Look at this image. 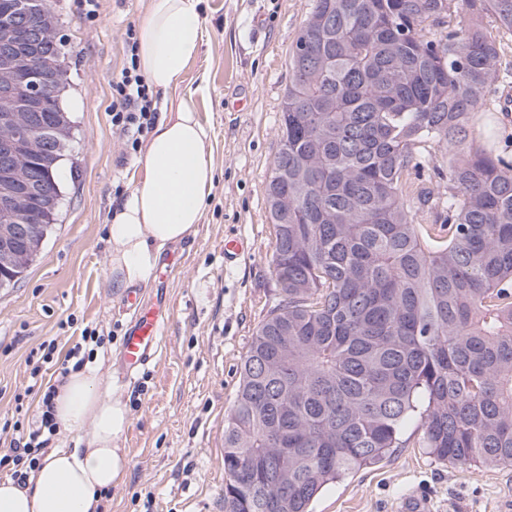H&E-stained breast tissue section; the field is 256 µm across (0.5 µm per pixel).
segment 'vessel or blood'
Wrapping results in <instances>:
<instances>
[{"instance_id":"1","label":"vessel or blood","mask_w":512,"mask_h":512,"mask_svg":"<svg viewBox=\"0 0 512 512\" xmlns=\"http://www.w3.org/2000/svg\"><path fill=\"white\" fill-rule=\"evenodd\" d=\"M124 306L131 321L122 344L121 360L127 370L133 371L155 360L171 319V306L162 287L158 288L155 300L150 304L143 303L138 292H128Z\"/></svg>"}]
</instances>
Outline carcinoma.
Listing matches in <instances>:
<instances>
[{
	"instance_id": "carcinoma-1",
	"label": "carcinoma",
	"mask_w": 512,
	"mask_h": 512,
	"mask_svg": "<svg viewBox=\"0 0 512 512\" xmlns=\"http://www.w3.org/2000/svg\"><path fill=\"white\" fill-rule=\"evenodd\" d=\"M489 21L512 32V0H315L266 187L281 299L224 419V512H311L325 486L405 447L410 421L442 463L512 465V156L495 144ZM2 25L0 225L38 224L66 109L46 105L49 82L7 81L64 53L47 0H0ZM426 171L432 188L415 183ZM28 246L9 237L5 285Z\"/></svg>"
}]
</instances>
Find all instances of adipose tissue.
<instances>
[{"label":"adipose tissue","instance_id":"1","mask_svg":"<svg viewBox=\"0 0 512 512\" xmlns=\"http://www.w3.org/2000/svg\"><path fill=\"white\" fill-rule=\"evenodd\" d=\"M200 0H150L138 33L141 73L177 106L156 121L137 160L138 181L116 206L107 230L112 284L148 282L164 249L195 234L212 191V139L193 94L178 88L205 37ZM58 427L72 448L51 451L26 485L0 483V512H100L102 494L124 484L121 440L129 408L96 372H70L54 398Z\"/></svg>","mask_w":512,"mask_h":512}]
</instances>
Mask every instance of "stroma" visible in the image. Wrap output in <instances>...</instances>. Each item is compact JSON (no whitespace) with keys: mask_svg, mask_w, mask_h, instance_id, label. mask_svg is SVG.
<instances>
[{"mask_svg":"<svg viewBox=\"0 0 512 512\" xmlns=\"http://www.w3.org/2000/svg\"><path fill=\"white\" fill-rule=\"evenodd\" d=\"M65 49L64 104L73 135L59 164L55 221L19 280L0 288V416L29 383L26 357L55 340L44 385L55 384L84 329L103 336L89 366L110 376L130 407L121 441L130 466L103 512H221L224 418L256 330L279 302L270 267L275 241L266 202L274 168L288 52L314 0H200L206 37L181 88L193 91L212 133L215 183L195 236L172 272V306L158 360L124 375L118 356L129 315L111 284L106 226L135 186L137 152L112 129V80L126 64L128 29L149 0H52ZM508 74L495 109L512 137V33L496 31ZM245 239L233 265L224 241ZM430 512H512V465L451 466L407 444L347 474L314 499L312 512H400L404 498Z\"/></svg>","mask_w":512,"mask_h":512,"instance_id":"35a3bbf8","label":"stroma"}]
</instances>
